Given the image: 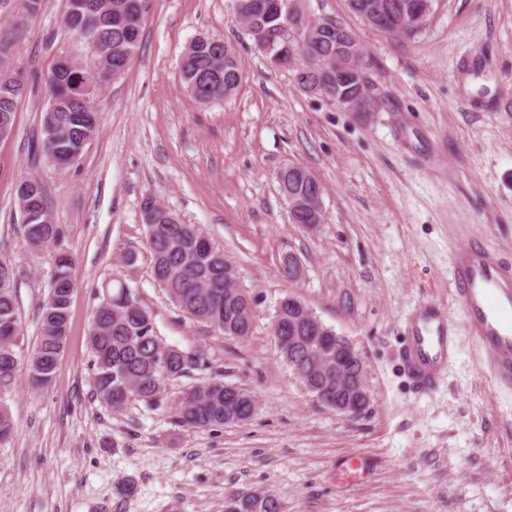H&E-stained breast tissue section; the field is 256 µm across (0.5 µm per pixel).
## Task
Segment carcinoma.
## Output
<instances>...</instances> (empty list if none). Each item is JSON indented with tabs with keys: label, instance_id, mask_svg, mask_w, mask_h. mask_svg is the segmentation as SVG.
Segmentation results:
<instances>
[{
	"label": "carcinoma",
	"instance_id": "cac0c4a2",
	"mask_svg": "<svg viewBox=\"0 0 512 512\" xmlns=\"http://www.w3.org/2000/svg\"><path fill=\"white\" fill-rule=\"evenodd\" d=\"M270 0H239L240 25L256 26L259 33L277 40L303 38L293 25L283 28L285 16L266 10ZM81 7L72 13L68 27L81 38L97 37L110 53L109 70L93 74L103 84L108 77L125 72L136 55L143 21L151 0H79ZM427 21L416 26L372 29L394 36L411 38ZM24 18L17 27L0 33V55L24 32ZM307 54L325 66L306 71V81L324 85L322 94L333 98L335 80L326 71L336 56V38H326L306 46ZM180 75L186 91L200 104L222 101L237 90L241 73L234 52L212 45L209 37L198 35L185 48L180 60ZM49 100L41 114L40 137L33 145V157L45 156L61 168L70 165L68 154L84 150L97 133L100 119L73 118L76 105L69 102L66 80L59 76L49 87ZM26 197L16 196L24 228V242L31 249L49 248L59 240L62 228L47 220L50 216L45 188L32 178H24ZM148 249L152 255L154 280L188 318L220 331L224 322L234 325V335L251 334L254 302L250 293L232 294L224 288L223 249L216 246L201 227L185 223L168 206L154 209L153 223L146 225ZM73 259L58 252L48 297L39 306L41 336L30 352L14 350L22 331V320L12 282L14 273L0 265V395L9 390L20 365H25L31 382L38 388L48 386L57 370L68 336L74 282ZM283 359H288V344L303 341L304 332L293 321L291 310L284 309L273 329ZM97 399L119 414L133 401L157 405L171 381L185 376L203 362V353L182 351L170 346L157 334L150 311L137 293L118 280L105 284V295L96 308L88 333ZM251 395L222 380H209L190 388L178 411L179 422L188 428L222 427L251 417ZM241 512H280L278 499L265 492L251 493L239 499Z\"/></svg>",
	"mask_w": 512,
	"mask_h": 512
}]
</instances>
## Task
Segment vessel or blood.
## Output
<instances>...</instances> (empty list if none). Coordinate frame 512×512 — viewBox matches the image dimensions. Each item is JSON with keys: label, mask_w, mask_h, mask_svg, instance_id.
<instances>
[{"label": "vessel or blood", "mask_w": 512, "mask_h": 512, "mask_svg": "<svg viewBox=\"0 0 512 512\" xmlns=\"http://www.w3.org/2000/svg\"><path fill=\"white\" fill-rule=\"evenodd\" d=\"M450 282L463 307L465 323L489 357L488 374L512 385V264L501 262L478 242L450 257ZM455 349V327L445 307L419 306L408 324L406 367L424 388L434 386Z\"/></svg>", "instance_id": "vessel-or-blood-1"}]
</instances>
